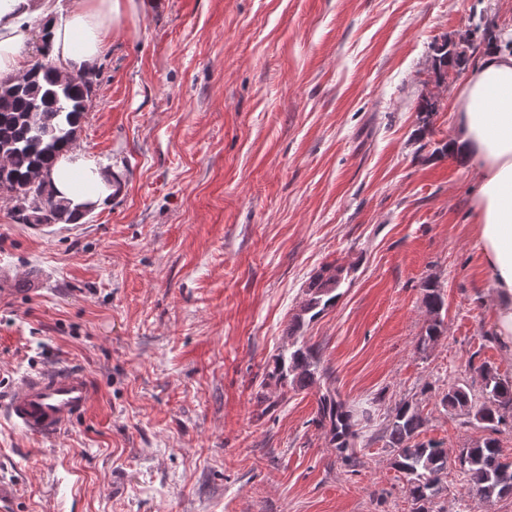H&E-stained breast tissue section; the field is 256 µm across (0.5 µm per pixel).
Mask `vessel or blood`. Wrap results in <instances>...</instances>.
I'll return each instance as SVG.
<instances>
[{
	"instance_id": "b4317fda",
	"label": "vessel or blood",
	"mask_w": 512,
	"mask_h": 512,
	"mask_svg": "<svg viewBox=\"0 0 512 512\" xmlns=\"http://www.w3.org/2000/svg\"><path fill=\"white\" fill-rule=\"evenodd\" d=\"M93 394L87 374L56 365L21 376L0 401V412L26 434L52 442L87 410Z\"/></svg>"
}]
</instances>
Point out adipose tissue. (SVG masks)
<instances>
[{"label": "adipose tissue", "instance_id": "adipose-tissue-1", "mask_svg": "<svg viewBox=\"0 0 512 512\" xmlns=\"http://www.w3.org/2000/svg\"><path fill=\"white\" fill-rule=\"evenodd\" d=\"M152 0H0V78L25 70L28 19L42 16L48 60L67 76L94 68L112 38V22L141 18ZM452 151L471 163L477 182L472 220L493 288L492 334L512 350V49L490 46L454 92ZM59 200L98 209L112 197V174L80 148L61 156L50 174Z\"/></svg>", "mask_w": 512, "mask_h": 512}]
</instances>
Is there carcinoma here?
<instances>
[{"label":"carcinoma","mask_w":512,"mask_h":512,"mask_svg":"<svg viewBox=\"0 0 512 512\" xmlns=\"http://www.w3.org/2000/svg\"><path fill=\"white\" fill-rule=\"evenodd\" d=\"M504 32L494 21L475 25L456 39L435 49L432 74L443 82L449 72H460L472 63L481 47L501 40ZM96 74L83 73L62 80L48 63L37 60L17 81H0V194L13 203L17 220L23 224H76L89 215L72 209L56 199L48 179L36 176L50 171L61 152L76 142L77 129L92 102ZM438 111L436 101L425 98L420 105L422 125L416 136L422 140L433 134L432 117ZM344 268L328 267L316 274L304 290L299 310L288 323V347L272 358L263 386L305 391L317 388L315 423L328 429L329 443L336 459L356 471L360 422L372 421L371 409L352 408L341 399L328 380L331 375L323 365L319 347L301 336L308 321L331 308L337 290L345 281ZM422 306L427 316L417 348L425 351L444 335L441 311L445 306L442 288L433 280L423 283ZM481 390L474 393L464 380H456L439 394V404L467 426L483 425L487 434L462 448L457 462L467 481L482 499L512 496V461L502 454L496 433L512 423V379L501 376L493 367H477ZM427 419L408 401L395 404L382 424V437L391 448L393 468L402 474L411 504L410 512H436L435 499L441 494V477L448 474V449L432 441L420 440Z\"/></svg>","instance_id":"1"}]
</instances>
